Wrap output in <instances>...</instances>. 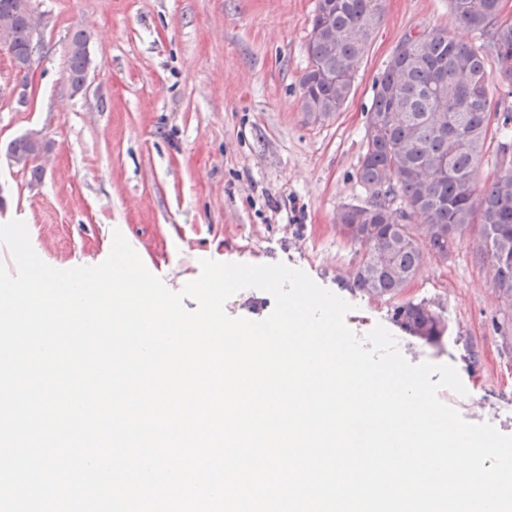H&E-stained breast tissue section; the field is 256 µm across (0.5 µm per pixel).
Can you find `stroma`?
<instances>
[{"instance_id": "stroma-1", "label": "stroma", "mask_w": 512, "mask_h": 512, "mask_svg": "<svg viewBox=\"0 0 512 512\" xmlns=\"http://www.w3.org/2000/svg\"><path fill=\"white\" fill-rule=\"evenodd\" d=\"M316 0H32L43 19L32 80L0 49V224L23 220L48 265L95 266L122 234L173 291L204 258L303 270L353 309L359 336L384 326L411 363L449 364L466 390L440 399L512 436V307L476 240L427 257L402 299L447 327L436 341L391 320L389 303L348 288L359 255L336 224L367 195L356 172L375 81L398 44L432 29L465 36L448 0H378L380 23L339 114L312 122L300 78ZM90 35L89 88L67 81L68 43ZM41 134L39 174L12 142Z\"/></svg>"}]
</instances>
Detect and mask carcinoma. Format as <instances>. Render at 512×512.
<instances>
[{
	"label": "carcinoma",
	"mask_w": 512,
	"mask_h": 512,
	"mask_svg": "<svg viewBox=\"0 0 512 512\" xmlns=\"http://www.w3.org/2000/svg\"><path fill=\"white\" fill-rule=\"evenodd\" d=\"M501 0H449L459 25L489 37L503 83L512 86V23L500 20ZM28 0H0V35L17 51L24 70L33 35ZM380 20L377 0H317L300 79L302 107L319 105L323 119L341 111L357 65ZM89 34L75 31L68 44L67 79L84 81ZM501 140L495 172L479 183L491 119ZM512 112H492L485 58L466 40L440 30L421 34L393 56L377 81L367 115L365 152L357 180L374 191L362 206H346L339 224L361 257L350 287L396 299L416 278L426 257L443 260L476 238L480 259L494 270V286L512 305ZM425 227L427 249L418 242ZM392 321L413 336L434 341L445 324L423 301H401Z\"/></svg>",
	"instance_id": "cac0c4a2"
}]
</instances>
